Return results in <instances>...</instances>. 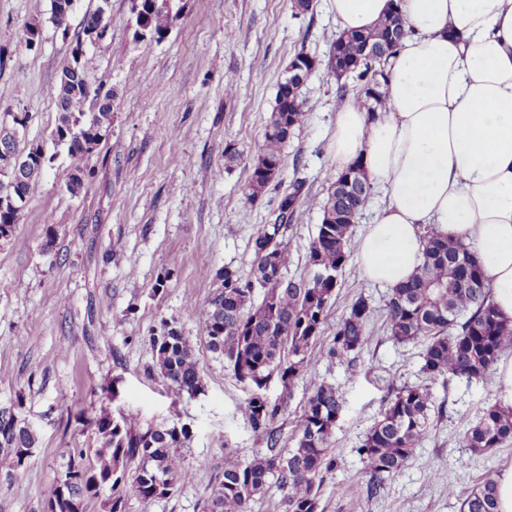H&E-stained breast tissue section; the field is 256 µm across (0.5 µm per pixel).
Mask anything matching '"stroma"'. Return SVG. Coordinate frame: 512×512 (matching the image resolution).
Returning <instances> with one entry per match:
<instances>
[{"label":"stroma","instance_id":"35a3bbf8","mask_svg":"<svg viewBox=\"0 0 512 512\" xmlns=\"http://www.w3.org/2000/svg\"><path fill=\"white\" fill-rule=\"evenodd\" d=\"M98 4L76 0L63 29L51 21L50 0H0V126L24 117L21 145H44L51 158L13 237L0 244V416L35 438L20 475L0 466V512H45L70 455L97 447L90 421L104 410L192 431L181 450L192 482L148 504L130 501L127 512H206L226 456L249 460L268 447L240 411L252 387L207 347L186 307L208 300L225 270L248 276L251 240L293 177L325 196L337 84L324 65L303 89L306 121L291 135L276 179L255 198L245 187L286 67L300 52L327 60L336 27L327 0H312L303 15L291 0H171L166 38L138 42L132 0H110L107 33L84 63L116 94L112 128L79 159L51 140L57 75ZM35 20L41 37L30 49L24 30ZM77 167L90 176L73 194L66 181ZM320 218L308 210L289 227L292 274H305ZM387 294L349 262L321 344L357 296L378 309ZM373 322L375 338L353 363L322 359L288 388L279 377L268 380L264 394L281 406L277 449L291 447L313 383L326 382L342 408L329 439L336 467L324 479L322 512H460L487 472L512 466V444L495 449L486 465L455 445L497 399L498 376L473 383L430 377L421 369L422 344L394 342L381 317ZM168 324L192 342L202 377L196 393L176 391L154 366L153 339ZM423 385L433 411L413 460L377 497L356 492L357 450L391 388Z\"/></svg>","mask_w":512,"mask_h":512}]
</instances>
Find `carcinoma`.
<instances>
[{
  "label": "carcinoma",
  "instance_id": "obj_1",
  "mask_svg": "<svg viewBox=\"0 0 512 512\" xmlns=\"http://www.w3.org/2000/svg\"><path fill=\"white\" fill-rule=\"evenodd\" d=\"M173 22L166 0H159L147 14L152 34L164 38ZM410 27L397 12L385 16L371 31L340 34L329 60L343 83L336 88V100L352 94L366 111L384 105L390 55L377 61L374 50L387 46L393 38L403 39ZM86 69L72 70L67 61L58 74L57 119L53 135L74 132L76 156H88L99 146L93 124L112 125V113L94 114L86 105H95L102 86L85 82ZM304 82L285 76L280 82L263 140L251 167L247 188L258 196L276 178L282 167L284 148L293 131L306 119L302 96ZM44 170L29 171L16 187L11 220L0 222V243L15 232L20 209ZM373 187L357 166L336 176L322 202L305 191V181L295 179L276 207L274 222L263 226L253 242L252 276L244 279L224 271L221 288L207 303L189 306V313L202 324L207 346L224 354L234 378L262 389L273 375L290 386L306 368L325 356L350 363L374 340L372 322L375 309L362 295L357 296L336 325L332 343L316 349L327 320V307L339 276L357 249L352 241L353 226L368 201ZM320 207L321 223L310 241L305 276L290 274L292 254L284 238L270 250L266 239L295 223L307 207ZM384 330L393 340L424 344L422 371L468 383L483 380L502 354L512 348V324L501 318L491 300V287L480 260L459 240L435 229L423 236L422 263L414 277L391 288L382 308ZM155 365L175 390L192 393L201 384L200 368L187 337L170 325L153 343ZM432 396L426 388H404L391 394L381 418L369 430L357 449L364 463L359 487L367 495L378 493L385 482L402 472L429 431ZM341 410L335 387L316 384L304 407L288 453L258 454L250 460L234 456L225 459L222 480L216 485L208 512H253V504L269 488L283 492L285 512H319L320 488L325 475L335 468L328 441ZM253 430L275 447L278 436L273 422L279 405L254 394L241 407ZM98 448L69 460L57 484L69 478L72 466L89 474L85 482L74 484L70 492L85 500L108 490L105 512H126L136 499L150 503L172 494L191 481L193 474L183 464L180 448L190 437L185 425L170 426L142 422L139 414L121 415L113 421L101 413L92 420ZM512 442V408L495 402L483 411L479 421L463 429L456 438L460 448L479 457ZM34 438L26 427L11 418L0 419V455L14 473L24 467L22 454H31ZM461 512H498L495 478L485 479L464 498Z\"/></svg>",
  "mask_w": 512,
  "mask_h": 512
}]
</instances>
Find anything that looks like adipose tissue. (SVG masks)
Masks as SVG:
<instances>
[{
	"label": "adipose tissue",
	"mask_w": 512,
	"mask_h": 512,
	"mask_svg": "<svg viewBox=\"0 0 512 512\" xmlns=\"http://www.w3.org/2000/svg\"><path fill=\"white\" fill-rule=\"evenodd\" d=\"M329 11L340 33L394 11L411 29L388 61L384 109L346 99L330 136L335 173L360 166L384 193L357 240L364 278L408 281L434 227L482 258L512 321V0H329Z\"/></svg>",
	"instance_id": "adipose-tissue-1"
}]
</instances>
